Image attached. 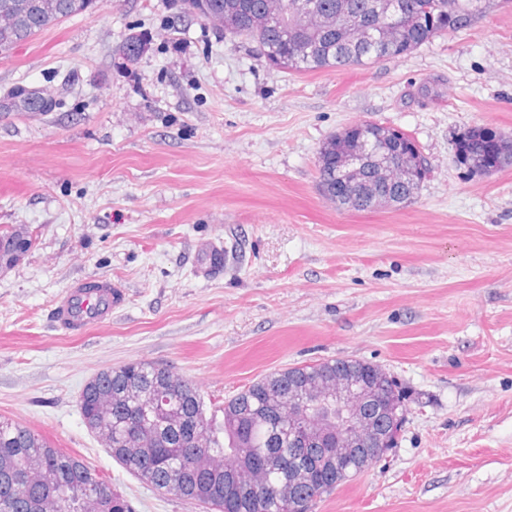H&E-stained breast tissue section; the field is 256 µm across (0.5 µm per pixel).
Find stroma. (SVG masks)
Masks as SVG:
<instances>
[{"label":"stroma","mask_w":512,"mask_h":512,"mask_svg":"<svg viewBox=\"0 0 512 512\" xmlns=\"http://www.w3.org/2000/svg\"><path fill=\"white\" fill-rule=\"evenodd\" d=\"M177 2L95 0L0 56V97L56 101L0 115V228L31 239L0 273V416L137 512H205L88 432L77 399L94 373L166 363L210 407L285 367L359 359L406 391L405 420L315 512H512V167L455 162L468 128L512 137V0L408 56L301 74ZM360 121L426 159L407 204L346 211L320 193V146ZM94 278L124 306L81 334L55 327V301Z\"/></svg>","instance_id":"1"}]
</instances>
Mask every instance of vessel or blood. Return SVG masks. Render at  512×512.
Returning <instances> with one entry per match:
<instances>
[{
    "instance_id": "1",
    "label": "vessel or blood",
    "mask_w": 512,
    "mask_h": 512,
    "mask_svg": "<svg viewBox=\"0 0 512 512\" xmlns=\"http://www.w3.org/2000/svg\"><path fill=\"white\" fill-rule=\"evenodd\" d=\"M124 301V291L112 281L100 280L92 287L77 281L57 301L53 318L57 326L80 332L110 319Z\"/></svg>"
}]
</instances>
